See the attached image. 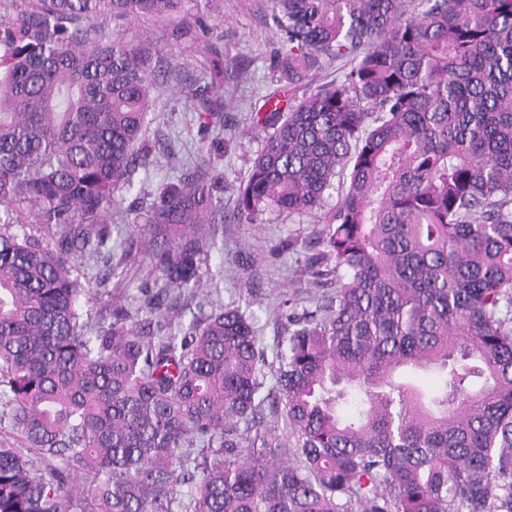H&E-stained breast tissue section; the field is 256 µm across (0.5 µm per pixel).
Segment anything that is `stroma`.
<instances>
[{"mask_svg":"<svg viewBox=\"0 0 512 512\" xmlns=\"http://www.w3.org/2000/svg\"><path fill=\"white\" fill-rule=\"evenodd\" d=\"M270 9V0H210L205 6L185 0L180 16L163 21L100 22L105 34L117 32L128 41L158 46L157 69L164 87L152 96V121L145 137L161 144L175 142L184 161L209 160L218 182L214 194L228 212L235 205L233 186L245 175L246 161L257 148L256 139L242 134L250 123V105L275 85L271 59L279 37L266 23ZM184 20L195 30H207L210 41L224 53V123L230 133L219 140L203 138L198 130L197 96L207 90L210 63L182 37ZM322 227V218L287 217L275 211L263 212L253 224L226 221L210 268L203 274L202 296L213 304L233 303L252 313L262 346L273 351L281 333L278 312L285 307L297 313L312 308L317 293L304 287L308 250L276 257L270 249L287 236L318 242ZM128 232V225L112 226L108 245L115 274L108 287L132 295L151 274L146 264L122 260L118 242Z\"/></svg>","mask_w":512,"mask_h":512,"instance_id":"1","label":"stroma"}]
</instances>
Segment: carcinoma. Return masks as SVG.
I'll use <instances>...</instances> for the list:
<instances>
[{"label": "carcinoma", "instance_id": "cac0c4a2", "mask_svg": "<svg viewBox=\"0 0 512 512\" xmlns=\"http://www.w3.org/2000/svg\"><path fill=\"white\" fill-rule=\"evenodd\" d=\"M181 5L0 0V404L33 451L0 444V512H512V0H272L291 95L241 131L233 217L323 211L325 250L269 390L240 306L179 314L226 219L204 163L133 207L123 259L161 286L114 296L73 263L152 152L155 48L97 22ZM193 43L220 136L223 62ZM104 294L105 330L82 312Z\"/></svg>", "mask_w": 512, "mask_h": 512}]
</instances>
